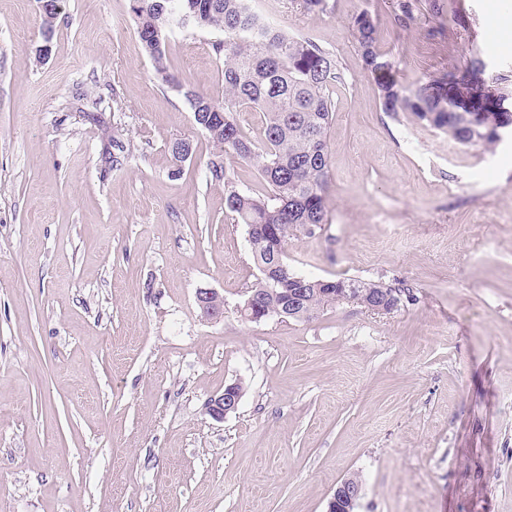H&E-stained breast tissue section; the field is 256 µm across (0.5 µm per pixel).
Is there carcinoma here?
<instances>
[{
	"instance_id": "cac0c4a2",
	"label": "carcinoma",
	"mask_w": 512,
	"mask_h": 512,
	"mask_svg": "<svg viewBox=\"0 0 512 512\" xmlns=\"http://www.w3.org/2000/svg\"><path fill=\"white\" fill-rule=\"evenodd\" d=\"M438 21L460 19L459 0H395L393 21L413 23L423 7ZM137 33L156 76L183 91L195 123L215 152L208 163L212 180L224 183L225 208L247 227L251 253L261 277L248 295L262 310L278 314L281 292L306 290L301 319L346 299L391 313L404 290L380 281L312 279L287 270L285 247L298 232L309 234L328 223L326 191L330 180L326 136L334 110L330 88L341 80L336 57L309 39L291 35L256 14L249 0H132ZM197 28H216L224 39L212 45L222 60L224 100L175 80L166 62L165 30L172 19ZM351 37L364 70L375 80L382 111L410 112L419 121L466 146L494 148L512 134V75L491 74L474 57L448 77L413 88L393 75V62L377 45L376 17L362 10L352 17ZM249 108L263 115L264 140L257 151L242 132L235 113ZM176 168L193 156V143L169 146ZM252 162L269 187L262 196L235 185L227 160Z\"/></svg>"
}]
</instances>
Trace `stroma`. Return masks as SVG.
Returning <instances> with one entry per match:
<instances>
[{"label":"stroma","mask_w":512,"mask_h":512,"mask_svg":"<svg viewBox=\"0 0 512 512\" xmlns=\"http://www.w3.org/2000/svg\"><path fill=\"white\" fill-rule=\"evenodd\" d=\"M464 2L439 30L425 12L395 26L392 0H252L341 73L329 222L291 237L289 269L414 298L250 322L247 228L132 0H68L44 62L37 0H0V512H327L353 475L356 512H512V136L487 151L383 112L349 32L375 14L409 86L476 54L512 70V27L488 22L512 0ZM223 37L166 28L170 71L219 101ZM178 139L195 153L176 177ZM202 288L223 320L202 315ZM236 380L239 407L215 422L206 404ZM196 300L205 318L209 320L224 318V297L219 292L209 288L199 289Z\"/></svg>","instance_id":"35a3bbf8"}]
</instances>
